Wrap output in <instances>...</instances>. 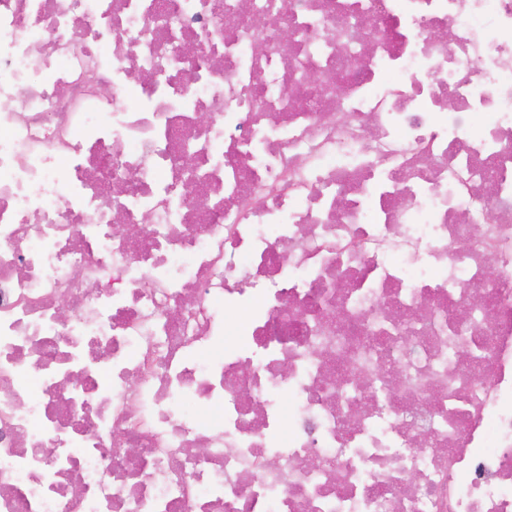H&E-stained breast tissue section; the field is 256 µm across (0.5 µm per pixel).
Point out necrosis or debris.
Segmentation results:
<instances>
[{"mask_svg": "<svg viewBox=\"0 0 512 512\" xmlns=\"http://www.w3.org/2000/svg\"><path fill=\"white\" fill-rule=\"evenodd\" d=\"M264 2L0 0V512H512V0Z\"/></svg>", "mask_w": 512, "mask_h": 512, "instance_id": "necrosis-or-debris-1", "label": "necrosis or debris"}]
</instances>
